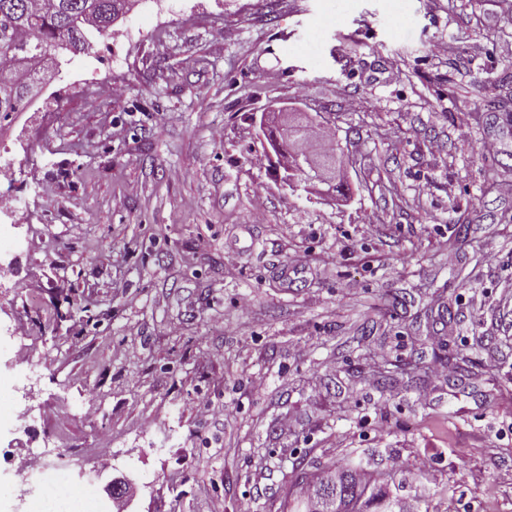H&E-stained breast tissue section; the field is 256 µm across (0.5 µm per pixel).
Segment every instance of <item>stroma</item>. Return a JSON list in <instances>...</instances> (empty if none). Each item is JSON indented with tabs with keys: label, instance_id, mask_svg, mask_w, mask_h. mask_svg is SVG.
<instances>
[{
	"label": "stroma",
	"instance_id": "35a3bbf8",
	"mask_svg": "<svg viewBox=\"0 0 512 512\" xmlns=\"http://www.w3.org/2000/svg\"><path fill=\"white\" fill-rule=\"evenodd\" d=\"M510 40L504 0H139L60 54L0 120V381L42 432L0 448L130 512H281L299 462L512 512ZM271 105L322 114L344 198L279 180Z\"/></svg>",
	"mask_w": 512,
	"mask_h": 512
}]
</instances>
